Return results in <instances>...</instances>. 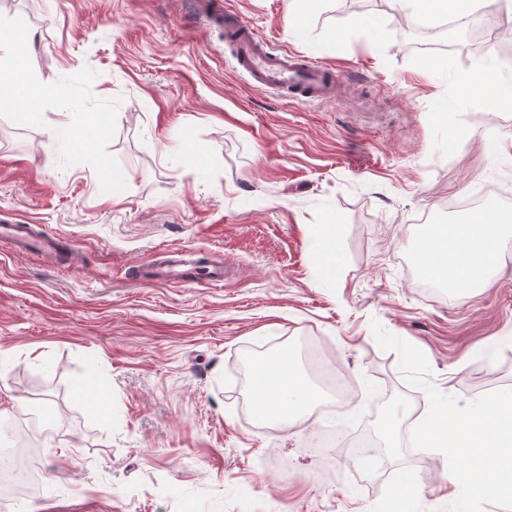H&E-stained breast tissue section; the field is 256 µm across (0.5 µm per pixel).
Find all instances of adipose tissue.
Instances as JSON below:
<instances>
[{
	"mask_svg": "<svg viewBox=\"0 0 512 512\" xmlns=\"http://www.w3.org/2000/svg\"><path fill=\"white\" fill-rule=\"evenodd\" d=\"M499 223L494 212L486 211L469 223L441 224L423 233L417 249L420 270L452 289L484 287L507 250ZM249 371L251 401L260 419L291 422L318 397L291 358L273 355L250 364Z\"/></svg>",
	"mask_w": 512,
	"mask_h": 512,
	"instance_id": "1",
	"label": "adipose tissue"
}]
</instances>
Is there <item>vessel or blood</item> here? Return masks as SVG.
I'll use <instances>...</instances> for the list:
<instances>
[{
	"mask_svg": "<svg viewBox=\"0 0 512 512\" xmlns=\"http://www.w3.org/2000/svg\"><path fill=\"white\" fill-rule=\"evenodd\" d=\"M224 35L235 48L234 57L238 65L248 73L256 89H274L297 100L326 99L334 95L340 82L336 72L298 52H267L242 18L225 15ZM0 237L11 239L19 248L30 252L50 250L58 240L54 234L33 235L26 224H2ZM185 265L178 251H164L162 259L150 272V280L181 286L196 284V277L186 270Z\"/></svg>",
	"mask_w": 512,
	"mask_h": 512,
	"instance_id": "b4317fda",
	"label": "vessel or blood"
}]
</instances>
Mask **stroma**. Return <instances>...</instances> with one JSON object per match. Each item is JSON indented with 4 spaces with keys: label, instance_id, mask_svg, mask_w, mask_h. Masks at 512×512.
I'll use <instances>...</instances> for the list:
<instances>
[{
    "label": "stroma",
    "instance_id": "stroma-1",
    "mask_svg": "<svg viewBox=\"0 0 512 512\" xmlns=\"http://www.w3.org/2000/svg\"><path fill=\"white\" fill-rule=\"evenodd\" d=\"M223 2L266 49L338 72L335 96L254 89L223 26H202L211 0H0L18 59L63 91L27 118L17 84L0 87V225L58 234L73 256L0 242V408L54 414L35 492L0 512H376L402 478L417 512H443L442 456L405 442L427 394L372 322L419 348L445 395L512 388V258L441 299L415 259L422 217L465 220L469 194L512 185V107L476 111L457 80L494 68L512 84L496 36L512 11L491 0L450 40L397 0H325L307 28L290 0ZM361 17L379 22L375 41ZM331 28L344 42L324 39ZM446 106L465 139L449 140ZM79 123L81 144L61 137ZM318 224L336 227L330 273ZM166 246L222 261L224 283H143ZM303 339L354 381L362 432L391 440L383 478L359 481L339 450L309 453L312 430L339 419L254 417L245 352L296 359ZM393 403L410 415L387 437Z\"/></svg>",
    "mask_w": 512,
    "mask_h": 512
}]
</instances>
